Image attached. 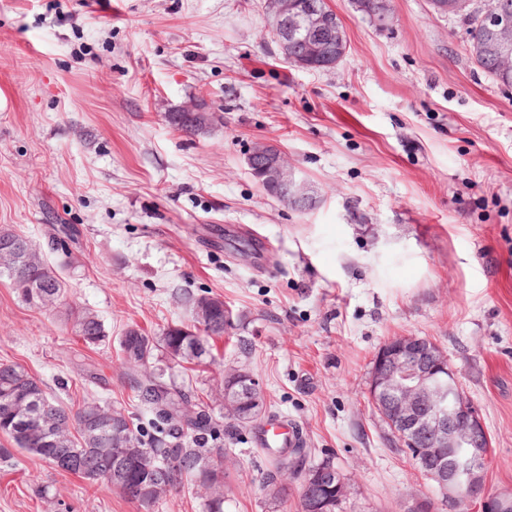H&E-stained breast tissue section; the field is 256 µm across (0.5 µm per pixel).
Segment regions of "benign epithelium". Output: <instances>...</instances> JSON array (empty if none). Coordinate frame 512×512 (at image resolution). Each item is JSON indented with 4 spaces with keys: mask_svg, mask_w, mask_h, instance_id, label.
Segmentation results:
<instances>
[{
    "mask_svg": "<svg viewBox=\"0 0 512 512\" xmlns=\"http://www.w3.org/2000/svg\"><path fill=\"white\" fill-rule=\"evenodd\" d=\"M372 17L388 26L391 0H379ZM281 53L294 65L311 70L335 67L336 46L345 36L335 12L320 0H268L264 13ZM483 29L493 38L499 69H512V12L494 7L483 15ZM261 187L286 201L309 208L315 200L310 184L297 177L287 157L273 144H255L247 157ZM248 376L224 373V403L242 407L247 424L262 411L260 400L241 387ZM370 401L406 455L423 464L424 475L452 506L480 503L482 512H512V488L491 489L484 472L489 448L481 412L465 394L457 369L434 341L397 336L379 349L372 367Z\"/></svg>",
    "mask_w": 512,
    "mask_h": 512,
    "instance_id": "benign-epithelium-1",
    "label": "benign epithelium"
}]
</instances>
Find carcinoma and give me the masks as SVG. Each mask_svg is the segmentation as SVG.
Listing matches in <instances>:
<instances>
[{
	"instance_id": "obj_1",
	"label": "carcinoma",
	"mask_w": 512,
	"mask_h": 512,
	"mask_svg": "<svg viewBox=\"0 0 512 512\" xmlns=\"http://www.w3.org/2000/svg\"><path fill=\"white\" fill-rule=\"evenodd\" d=\"M502 0H470L463 12H449L469 22L475 61L495 81L512 85V75L503 76L493 67L490 55L484 54L485 34L479 28L482 12ZM169 122L178 129L194 134L207 123L194 124L184 112H172ZM12 247L15 252L29 254L30 264H16L14 259L0 260V278L10 281L19 297L35 308H51L65 296V284L56 269L43 259L36 244L8 229L0 228V248ZM195 329L183 325L167 327L159 336H150L130 326L121 336L123 357L142 371L130 377L131 388L140 403L152 414V431L148 432L124 417L107 403L85 402L72 411L51 397L42 381L17 364L0 363V434L10 447H0V458L11 450L37 456L53 467L58 460H67L62 471L91 482H104L118 490L124 498L149 509L163 501L154 489L153 475L160 474L166 490L179 487L184 480L193 481L206 495L207 512H224V455L208 447L218 436V420L204 410L188 417L184 407L190 396L172 381L164 379V370L152 368L154 352L161 351L172 369L185 364L200 365L212 357L215 340L232 326L231 313L224 309V300L207 295L186 298ZM75 327L83 342L94 346L106 337L105 327L88 311L73 312ZM298 463L311 475L336 469L330 458L308 461L305 448H295ZM275 470L265 476L270 496L280 495L278 474L286 448H269ZM309 495L301 499V512H308L311 501L331 500L336 512L346 492L333 481L326 485L312 484Z\"/></svg>"
}]
</instances>
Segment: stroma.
<instances>
[{
	"mask_svg": "<svg viewBox=\"0 0 512 512\" xmlns=\"http://www.w3.org/2000/svg\"><path fill=\"white\" fill-rule=\"evenodd\" d=\"M327 3L346 53L303 70L265 28L264 0H0V227L67 284L64 306L40 310L0 279V363L69 408L96 399L145 423L122 333L191 326L185 297L218 296L229 337L172 376L221 420L224 512H299L300 491L284 469L282 503L267 496L255 425L212 400L229 369L344 472L340 512H408L423 497L448 512L374 411L369 379L388 338L436 342L481 411L488 487H512V87L475 63L468 23L430 0H392L386 28L354 0ZM196 100L210 128L169 124ZM259 140L312 185V209L254 180ZM71 305L99 316L105 342L77 337ZM0 512L205 505L186 482L148 511L17 453L0 459Z\"/></svg>",
	"mask_w": 512,
	"mask_h": 512,
	"instance_id": "stroma-1",
	"label": "stroma"
}]
</instances>
